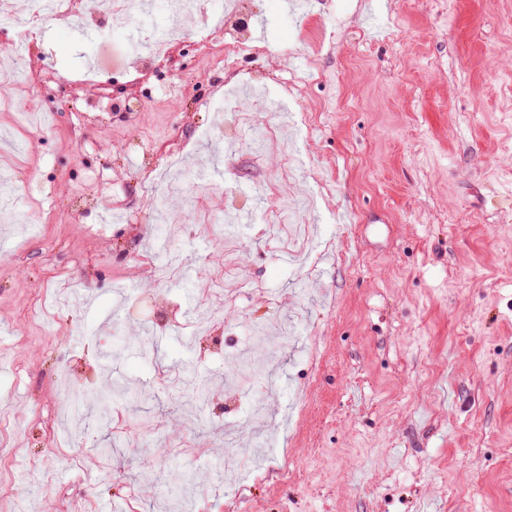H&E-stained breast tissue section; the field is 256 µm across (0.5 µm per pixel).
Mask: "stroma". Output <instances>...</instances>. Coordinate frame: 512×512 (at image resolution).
<instances>
[{
  "instance_id": "stroma-1",
  "label": "stroma",
  "mask_w": 512,
  "mask_h": 512,
  "mask_svg": "<svg viewBox=\"0 0 512 512\" xmlns=\"http://www.w3.org/2000/svg\"><path fill=\"white\" fill-rule=\"evenodd\" d=\"M310 2L290 15L262 0L255 50L228 67L191 36L176 70L146 78L124 34L105 27L90 45L66 21L41 24L30 54L47 80L0 107V176L26 194L0 223V401L15 415L6 449L38 457L50 481L20 480L0 512L61 497L125 512L142 436L178 466L175 421L213 454L238 427L241 472L198 476L197 507L249 483L238 512H512V0ZM255 74L276 111L249 101ZM104 83L112 108L92 111ZM228 92L245 101L243 128L274 132L262 152L191 139L220 122ZM147 142L179 147L191 190L173 206L187 266L170 296L185 312L223 296L224 328L155 332L145 356L128 340L142 319L113 288L148 282L125 257L130 228L82 201L137 210L152 247L165 226L140 192L157 175L139 160ZM231 171L241 221L216 224ZM264 182L273 195L255 197ZM309 197L281 223L282 205ZM80 351L86 390L108 378L130 393L114 406L124 435L89 425V483L54 468L71 439L46 432L56 372ZM186 366L202 390L184 386ZM244 389L263 400L246 428Z\"/></svg>"
}]
</instances>
